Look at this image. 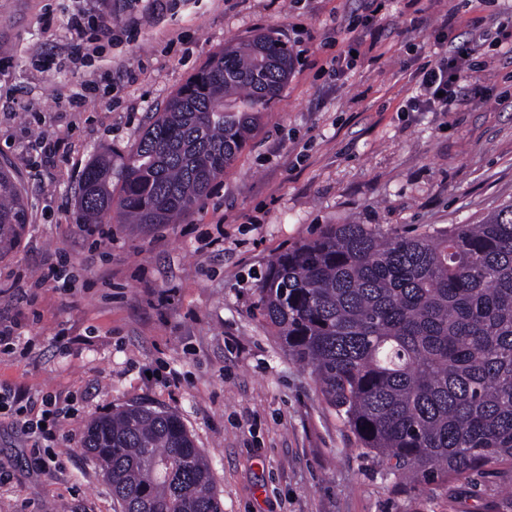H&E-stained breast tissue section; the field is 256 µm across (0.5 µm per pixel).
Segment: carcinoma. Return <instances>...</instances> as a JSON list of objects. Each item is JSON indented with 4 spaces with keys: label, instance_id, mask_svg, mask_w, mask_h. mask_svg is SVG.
Here are the masks:
<instances>
[{
    "label": "carcinoma",
    "instance_id": "1",
    "mask_svg": "<svg viewBox=\"0 0 512 512\" xmlns=\"http://www.w3.org/2000/svg\"><path fill=\"white\" fill-rule=\"evenodd\" d=\"M292 72L271 33L224 47L153 113L117 173L110 153L85 165L82 223H176L231 167ZM27 224L26 196L0 166V255ZM255 308L404 486L487 468L512 479V203L416 235L328 224L268 263ZM83 447L121 512H222L207 458L173 411L96 416Z\"/></svg>",
    "mask_w": 512,
    "mask_h": 512
}]
</instances>
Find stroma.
<instances>
[{
  "label": "stroma",
  "instance_id": "obj_1",
  "mask_svg": "<svg viewBox=\"0 0 512 512\" xmlns=\"http://www.w3.org/2000/svg\"><path fill=\"white\" fill-rule=\"evenodd\" d=\"M86 0H0V165L21 180L29 225L0 257V322L14 325L0 383L75 402L60 468L40 471L27 436L0 418V512H120L82 444L93 416L130 404L176 412L207 456L223 512H512V482L487 471L413 491L359 449L310 370L253 311L256 272L327 224L422 233L474 224L512 201V74L481 52L484 98L411 112L413 75L447 17L512 12V0H385L373 36L348 32L358 0H93L113 40L66 66L64 19ZM271 32L294 70L235 163L177 224L80 222L87 161L113 166L149 113L228 42ZM363 41L345 76L336 58ZM111 70L82 109L68 95ZM52 146L33 150L35 140ZM65 265L66 284L41 282Z\"/></svg>",
  "mask_w": 512,
  "mask_h": 512
}]
</instances>
